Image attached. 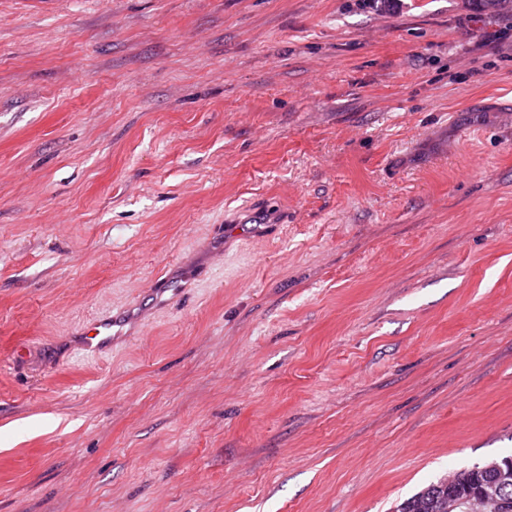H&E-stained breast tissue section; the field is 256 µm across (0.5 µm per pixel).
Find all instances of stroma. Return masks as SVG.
<instances>
[{"instance_id":"stroma-1","label":"stroma","mask_w":512,"mask_h":512,"mask_svg":"<svg viewBox=\"0 0 512 512\" xmlns=\"http://www.w3.org/2000/svg\"><path fill=\"white\" fill-rule=\"evenodd\" d=\"M511 455L512 7L0 0V512H393ZM124 318L102 317L88 322L78 336L81 349L86 353L96 354L107 350L112 345V340L118 337V333L112 336L116 326L123 325Z\"/></svg>"}]
</instances>
